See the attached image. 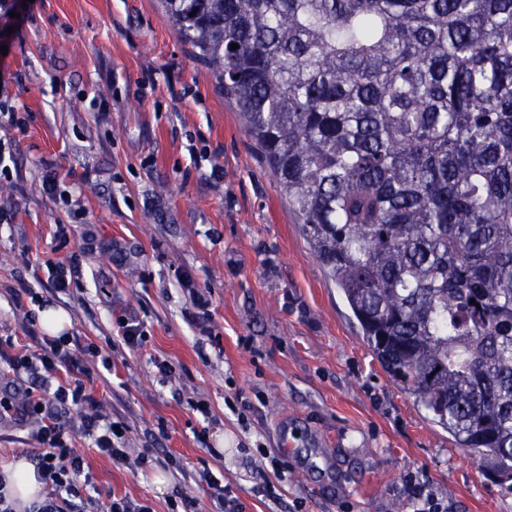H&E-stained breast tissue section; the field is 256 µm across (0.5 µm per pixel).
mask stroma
I'll return each instance as SVG.
<instances>
[{
	"instance_id": "obj_1",
	"label": "stroma",
	"mask_w": 512,
	"mask_h": 512,
	"mask_svg": "<svg viewBox=\"0 0 512 512\" xmlns=\"http://www.w3.org/2000/svg\"><path fill=\"white\" fill-rule=\"evenodd\" d=\"M2 45L0 340L40 353L51 303L75 352L96 346L87 391L125 427L129 461L79 435L80 408L60 418L97 512L113 495L167 512L180 494L213 512L205 472L246 512H410L411 475L449 512H512V491L373 357L234 102L158 0H0ZM49 260L72 265L67 292Z\"/></svg>"
}]
</instances>
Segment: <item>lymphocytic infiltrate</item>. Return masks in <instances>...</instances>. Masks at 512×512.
<instances>
[{
	"label": "lymphocytic infiltrate",
	"mask_w": 512,
	"mask_h": 512,
	"mask_svg": "<svg viewBox=\"0 0 512 512\" xmlns=\"http://www.w3.org/2000/svg\"><path fill=\"white\" fill-rule=\"evenodd\" d=\"M6 365L13 372L24 371L47 387L58 371H66L69 379L58 385L51 398L27 395L22 402H15L11 395L0 394V420L6 413L15 412L35 424L33 436L41 450L34 455L33 463L39 478L49 491L35 512H84L82 498L89 484L84 458L71 446V438L55 414L61 406L83 408L81 429L93 438L97 450L113 461H123L127 456L124 430L115 429L113 423L104 421L96 402L86 389L89 368L76 358L65 337L45 339L38 360L28 355L14 354L6 358Z\"/></svg>",
	"instance_id": "1"
}]
</instances>
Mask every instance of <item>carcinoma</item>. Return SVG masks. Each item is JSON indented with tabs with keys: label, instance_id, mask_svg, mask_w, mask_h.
<instances>
[{
	"label": "carcinoma",
	"instance_id": "carcinoma-1",
	"mask_svg": "<svg viewBox=\"0 0 512 512\" xmlns=\"http://www.w3.org/2000/svg\"><path fill=\"white\" fill-rule=\"evenodd\" d=\"M160 3L390 379L511 491L512 0Z\"/></svg>",
	"mask_w": 512,
	"mask_h": 512
}]
</instances>
